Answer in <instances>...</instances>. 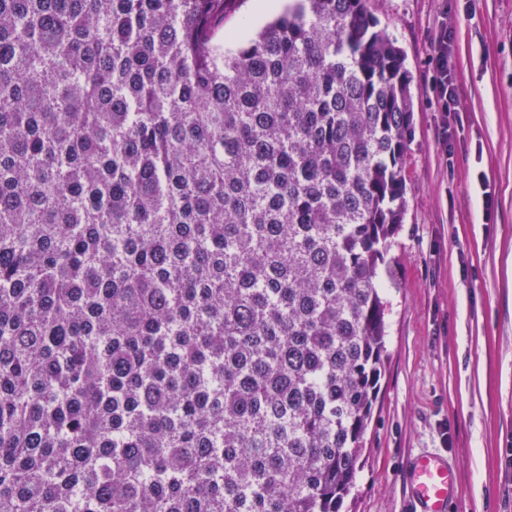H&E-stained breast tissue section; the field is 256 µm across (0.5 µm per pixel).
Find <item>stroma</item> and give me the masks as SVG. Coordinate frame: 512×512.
<instances>
[{"label":"stroma","mask_w":512,"mask_h":512,"mask_svg":"<svg viewBox=\"0 0 512 512\" xmlns=\"http://www.w3.org/2000/svg\"><path fill=\"white\" fill-rule=\"evenodd\" d=\"M230 0L217 38L250 34ZM406 55L414 98L406 213L378 286L387 362L342 512H409L417 455L448 461L451 512H512V0H370ZM447 24L459 106L431 102V39Z\"/></svg>","instance_id":"obj_1"}]
</instances>
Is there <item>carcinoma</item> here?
<instances>
[{"mask_svg": "<svg viewBox=\"0 0 512 512\" xmlns=\"http://www.w3.org/2000/svg\"><path fill=\"white\" fill-rule=\"evenodd\" d=\"M0 0V512H340L405 214L369 0ZM278 1L280 2L276 8L266 11H259L257 9L259 0L229 1V5L224 12V23H222L217 32V38L224 49L235 47V42L228 38L230 33H237L239 38L254 33V29L247 25L249 20H263L269 18L273 14L288 7V4L291 2L289 0Z\"/></svg>", "mask_w": 512, "mask_h": 512, "instance_id": "1", "label": "carcinoma"}]
</instances>
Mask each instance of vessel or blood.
<instances>
[{"mask_svg":"<svg viewBox=\"0 0 512 512\" xmlns=\"http://www.w3.org/2000/svg\"><path fill=\"white\" fill-rule=\"evenodd\" d=\"M411 512H449L460 496L451 468L434 456L413 459L408 468Z\"/></svg>","mask_w":512,"mask_h":512,"instance_id":"obj_1","label":"vessel or blood"}]
</instances>
